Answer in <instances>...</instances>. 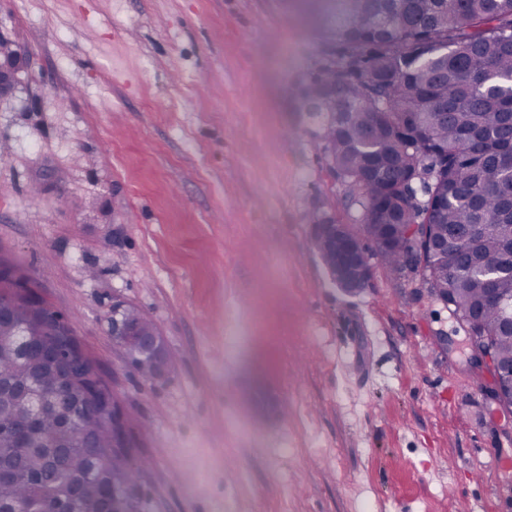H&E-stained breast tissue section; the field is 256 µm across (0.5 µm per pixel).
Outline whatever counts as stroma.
I'll return each instance as SVG.
<instances>
[{
    "label": "stroma",
    "mask_w": 512,
    "mask_h": 512,
    "mask_svg": "<svg viewBox=\"0 0 512 512\" xmlns=\"http://www.w3.org/2000/svg\"><path fill=\"white\" fill-rule=\"evenodd\" d=\"M302 0H0L36 81L0 102V266L70 327L129 423L141 512H512V415L446 306L371 259L298 90ZM151 320L145 375L112 308ZM453 349H446L445 341ZM314 239L335 257L337 272L333 280L347 291L363 288L371 268L366 244L344 224H315ZM128 311L124 305H117L112 308V336L115 341L126 351L135 348L143 356L151 358L155 363V370L151 363L144 360H137L140 367L145 368L147 373H162L168 365L167 354L158 331L154 329L152 322L132 310L131 316L139 321L140 326L130 320ZM144 319V320H142Z\"/></svg>",
    "instance_id": "stroma-1"
}]
</instances>
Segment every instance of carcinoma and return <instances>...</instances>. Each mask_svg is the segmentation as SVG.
Here are the masks:
<instances>
[{"instance_id":"obj_1","label":"carcinoma","mask_w":512,"mask_h":512,"mask_svg":"<svg viewBox=\"0 0 512 512\" xmlns=\"http://www.w3.org/2000/svg\"><path fill=\"white\" fill-rule=\"evenodd\" d=\"M316 24L327 58L299 95L323 111L320 138L330 163L363 199L368 232L380 224H424L448 235V255L465 265L430 258L412 270L434 296L452 294L451 311L476 336L492 337L498 356L512 362V331L500 328L499 301L512 298L505 242L512 236V161L499 151L512 140L505 116L512 102V0H324ZM435 112L448 119L431 123ZM420 182L427 199L411 197L397 178ZM413 248L400 233L375 256L393 274L404 271ZM16 319L31 335H49V323L24 304ZM38 375L46 409L43 436L27 450L25 472L0 481V503L56 512L72 490L77 512H107L117 500L140 512L133 472L117 462L118 437L98 430V453L81 448V426L64 424L67 408L54 402L57 369L38 360L0 354V383ZM0 420L18 427L26 414L0 392ZM56 459L64 479L45 484Z\"/></svg>"}]
</instances>
